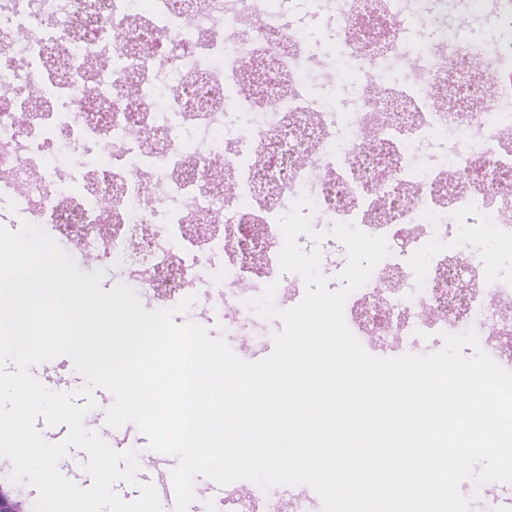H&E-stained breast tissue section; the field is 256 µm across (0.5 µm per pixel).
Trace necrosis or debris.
Returning <instances> with one entry per match:
<instances>
[{
  "label": "necrosis or debris",
  "instance_id": "4bbe7bcc",
  "mask_svg": "<svg viewBox=\"0 0 512 512\" xmlns=\"http://www.w3.org/2000/svg\"><path fill=\"white\" fill-rule=\"evenodd\" d=\"M321 4L355 68L347 99L316 93L284 0H0V208L53 225L159 300L203 292L246 332L241 285L274 279L277 219L305 195L315 223L387 240L345 312L353 335L410 343L476 325L511 366L512 318L492 302L512 296V277L483 249L446 253L449 225L471 236V214L512 253L499 48L457 27L413 40L414 20L445 14L446 0ZM400 239L432 246L433 269L402 261Z\"/></svg>",
  "mask_w": 512,
  "mask_h": 512
}]
</instances>
